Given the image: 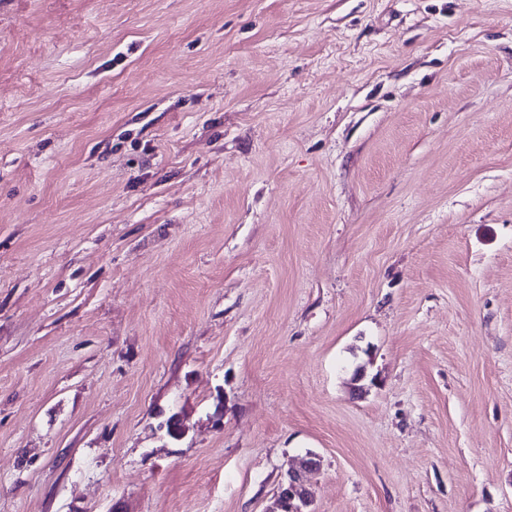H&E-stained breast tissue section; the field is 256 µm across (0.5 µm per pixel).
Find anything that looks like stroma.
Instances as JSON below:
<instances>
[{
	"label": "stroma",
	"mask_w": 512,
	"mask_h": 512,
	"mask_svg": "<svg viewBox=\"0 0 512 512\" xmlns=\"http://www.w3.org/2000/svg\"><path fill=\"white\" fill-rule=\"evenodd\" d=\"M309 453L313 512H512V0H0V512Z\"/></svg>",
	"instance_id": "obj_1"
}]
</instances>
